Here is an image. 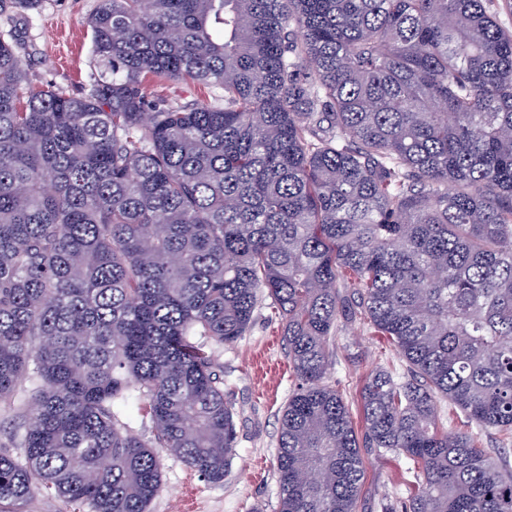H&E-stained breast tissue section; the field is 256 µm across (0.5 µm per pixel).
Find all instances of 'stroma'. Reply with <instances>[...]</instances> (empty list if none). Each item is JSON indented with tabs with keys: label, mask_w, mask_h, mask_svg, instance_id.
Returning a JSON list of instances; mask_svg holds the SVG:
<instances>
[{
	"label": "stroma",
	"mask_w": 512,
	"mask_h": 512,
	"mask_svg": "<svg viewBox=\"0 0 512 512\" xmlns=\"http://www.w3.org/2000/svg\"><path fill=\"white\" fill-rule=\"evenodd\" d=\"M98 0H42L38 9L0 16V32L19 35L21 67L36 89H61L77 95L93 70L88 19ZM149 98L174 103L210 101L217 88L169 83L149 78ZM334 363L326 381L343 395L356 431L364 429L361 392L367 375L383 368L405 373L406 365L386 337L375 335L369 322H339L331 338ZM213 357L224 372L236 409L239 432L236 454L223 482L214 484L169 455L161 457L162 482L149 512H276L277 476L273 467L280 411L294 386L278 321L269 305H260L249 330L236 343L217 346ZM263 460L262 478L252 465ZM359 512H381L382 499L405 501L413 482L405 461L367 452L363 455Z\"/></svg>",
	"instance_id": "stroma-1"
}]
</instances>
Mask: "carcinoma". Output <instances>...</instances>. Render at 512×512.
<instances>
[{
	"label": "carcinoma",
	"mask_w": 512,
	"mask_h": 512,
	"mask_svg": "<svg viewBox=\"0 0 512 512\" xmlns=\"http://www.w3.org/2000/svg\"><path fill=\"white\" fill-rule=\"evenodd\" d=\"M41 0H0V15ZM491 0H98L79 95L23 92L0 37V512H148L163 448L220 483L236 410L207 345L270 299L295 384L277 512H358L361 449L403 512H512V33ZM224 90L148 99L146 75ZM406 363L358 434L324 383L340 321ZM151 424L137 433L126 410ZM439 412L444 418H448V429H469L476 435V440L480 448L486 451L494 458L502 457L512 463V437L503 435L496 431H479L475 425H467V419L461 411L448 406V403L441 402L439 404ZM477 433V434H476ZM362 454L364 474L359 512H381L380 503L386 497L399 506L397 512H402L401 502L405 501L414 482L413 473L407 470L408 465L392 456L379 457L366 450ZM19 512H83L79 506L55 495L36 494L19 506Z\"/></svg>",
	"instance_id": "carcinoma-1"
}]
</instances>
